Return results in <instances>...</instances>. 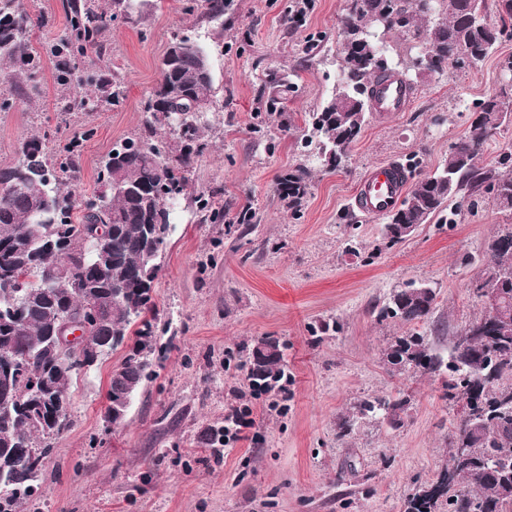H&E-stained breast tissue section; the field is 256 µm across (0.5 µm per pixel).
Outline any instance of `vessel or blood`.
<instances>
[{
	"mask_svg": "<svg viewBox=\"0 0 512 512\" xmlns=\"http://www.w3.org/2000/svg\"><path fill=\"white\" fill-rule=\"evenodd\" d=\"M408 92L400 81L386 79L375 87L374 108L379 112H402ZM407 190V176L399 166L379 163L367 168L351 197L352 205L368 214H384L395 208Z\"/></svg>",
	"mask_w": 512,
	"mask_h": 512,
	"instance_id": "1",
	"label": "vessel or blood"
}]
</instances>
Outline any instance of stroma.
Segmentation results:
<instances>
[{"instance_id":"1","label":"stroma","mask_w":512,"mask_h":512,"mask_svg":"<svg viewBox=\"0 0 512 512\" xmlns=\"http://www.w3.org/2000/svg\"><path fill=\"white\" fill-rule=\"evenodd\" d=\"M25 3L47 19L32 34L34 47L56 41L67 26L62 0ZM289 3L230 0L219 26L189 0H143L138 22H113L106 55L82 61L123 79L121 106L60 115L55 59L47 55L38 96L13 91L12 107L0 111V167L16 161L31 135L55 155L93 130L76 182L87 200L100 189L113 144L145 132L144 104L174 37L206 50L219 104L153 284L155 374L116 426L105 416L107 381L129 347L72 380L69 425L45 465L41 512H404L408 487L448 462L456 408L440 378L390 371L385 351L403 328L377 314L394 291L428 284L437 308L418 331L447 349L453 332L485 311L472 286L477 259L512 225V211L489 199L466 202L455 223L420 225L389 247L383 218L352 209L349 197L377 162L414 158L415 178L432 173L464 134L469 105L502 84L499 62L512 55V42L478 69L414 76L406 110L368 113L346 161L328 169L309 160L303 137L309 114L337 85L345 0H314L300 24L287 20ZM270 68L288 75L292 89L269 82ZM281 97L286 111H268ZM300 168L309 190L292 209L277 183ZM202 192L219 200L221 218L198 210ZM266 336L285 347L287 390L239 396L243 349ZM400 390L411 397L400 425L360 420L338 438L358 400ZM233 407L253 421L245 438L217 450L201 445L203 431L223 425Z\"/></svg>"}]
</instances>
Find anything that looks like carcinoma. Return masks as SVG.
I'll return each mask as SVG.
<instances>
[{
    "mask_svg": "<svg viewBox=\"0 0 512 512\" xmlns=\"http://www.w3.org/2000/svg\"><path fill=\"white\" fill-rule=\"evenodd\" d=\"M137 0H111L109 8L99 0H62L69 18V32L56 42L52 56L58 58L56 82L68 90L93 86L99 92L98 104L118 107L125 100L123 83L115 75L100 71L84 72L80 61L87 54L103 52V36L112 22L122 16L132 19ZM354 7L345 10L339 25L341 63L336 94L319 112L309 114L311 134L307 145L313 147L317 162L338 168L347 150L357 140L365 120L355 121L356 112L367 113V92L373 83L394 73L374 60L390 59L387 38L402 33L415 42V48L430 45L435 53L433 72L444 73L448 52L459 46L487 57L500 43L512 41V0H497V19L477 27L469 14L484 8L485 0H433V11L422 12L416 0H351ZM205 15L224 24V0H203ZM386 17L395 24L367 30L366 20ZM43 17L29 12L24 0H0V71L30 84L37 90L36 77L42 55L29 42V33L41 25ZM205 50L193 44L180 52L164 54L157 82L145 104L153 122L165 123L168 112L186 114L185 124L173 131L180 138V149L172 157L160 150L162 143L142 136L127 137L112 146L116 155H107L101 170L102 187L94 212L64 191L65 161L53 162L42 139L31 136L19 148L16 163L0 168V340L7 342L19 356L16 372L0 378V512H18V508L37 495L46 458L54 442L66 427L67 390L73 374L66 371L50 379L57 407L49 409L35 398L39 383L50 365L57 361L55 333L64 315L77 314L88 298L116 297L108 317L90 328L99 356L124 344L128 333L138 337L137 346L120 367L112 371L107 400L112 394L139 390L152 371L150 355L154 348L156 304L150 292L161 271L159 259L175 229L174 207L183 193L196 156L204 150L201 128L208 115L193 111L196 103L214 105L213 75L201 70ZM512 117V82L472 108L464 135L453 143L436 170L419 179L395 210L385 216L395 224L447 222L457 215L454 204L464 196L492 195L494 205L512 211V174L480 163L484 144ZM118 173L125 187L112 193V173ZM277 190L288 205L297 208L308 193L306 172L288 174ZM54 204L53 213L39 212L44 198ZM79 210L81 216L70 222L61 219L67 211ZM90 224H110L112 233L106 242L102 266H77L73 269L76 287L46 292L33 288L39 280L54 272V260L44 250L50 240L66 242L79 257L88 248L85 228ZM487 262L481 264L475 283L500 271H512V231L493 237L485 250ZM436 294L413 284L390 295L378 312L381 319H394L406 326L387 348L386 357L398 351L405 355L389 364L400 374L425 373L457 381L473 380L475 400L463 401L459 392H448V399L459 407L452 420L453 438L448 462L456 459L455 448L471 449V459L453 470L440 469L432 480L415 486L405 500V512H512V492H505L501 477L512 476V285L503 298L506 319L493 320L482 315L456 330L449 340L447 355L434 350L416 332L435 310ZM473 336L463 350L457 339ZM244 366L252 391L278 392L287 381L284 347L267 337L252 347ZM410 398L402 392L393 397L361 400L352 413L343 418L340 436L351 434L359 419L401 422ZM487 408V416L476 433L467 427V410ZM61 415L60 422L49 424L48 414ZM232 419L224 426L206 432L210 447L224 444Z\"/></svg>",
    "mask_w": 512,
    "mask_h": 512,
    "instance_id": "carcinoma-1",
    "label": "carcinoma"
}]
</instances>
